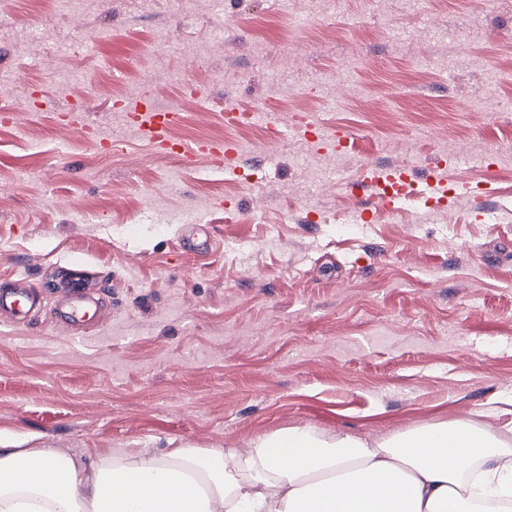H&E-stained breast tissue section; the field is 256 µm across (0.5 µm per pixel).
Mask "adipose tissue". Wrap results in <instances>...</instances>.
Returning <instances> with one entry per match:
<instances>
[{
    "instance_id": "1",
    "label": "adipose tissue",
    "mask_w": 512,
    "mask_h": 512,
    "mask_svg": "<svg viewBox=\"0 0 512 512\" xmlns=\"http://www.w3.org/2000/svg\"><path fill=\"white\" fill-rule=\"evenodd\" d=\"M479 498L512 500V439L475 419L375 441L286 428L245 456L0 447V512H471Z\"/></svg>"
}]
</instances>
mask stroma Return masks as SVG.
I'll list each match as a JSON object with an SVG mask.
<instances>
[{
  "label": "stroma",
  "mask_w": 512,
  "mask_h": 512,
  "mask_svg": "<svg viewBox=\"0 0 512 512\" xmlns=\"http://www.w3.org/2000/svg\"><path fill=\"white\" fill-rule=\"evenodd\" d=\"M160 35L185 51L152 52L146 85ZM191 82L175 137L237 140L261 182L147 151L111 110L178 105ZM32 95L49 108L0 122V289L36 299L0 319L1 444L245 456L289 427L512 425V0H12L0 104ZM75 102L92 134L60 123ZM229 105L350 143L301 155L265 121L225 124ZM486 158L494 196L446 209L347 189L374 165L459 178Z\"/></svg>",
  "instance_id": "obj_1"
}]
</instances>
